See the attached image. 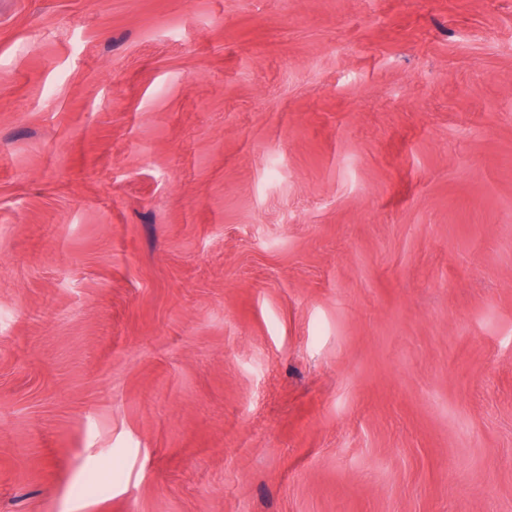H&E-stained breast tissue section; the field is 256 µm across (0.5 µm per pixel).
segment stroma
<instances>
[{
  "label": "stroma",
  "mask_w": 512,
  "mask_h": 512,
  "mask_svg": "<svg viewBox=\"0 0 512 512\" xmlns=\"http://www.w3.org/2000/svg\"><path fill=\"white\" fill-rule=\"evenodd\" d=\"M0 512H512V0H0Z\"/></svg>",
  "instance_id": "35a3bbf8"
}]
</instances>
